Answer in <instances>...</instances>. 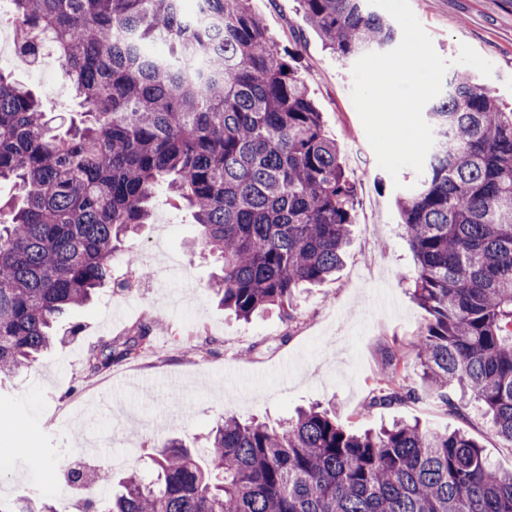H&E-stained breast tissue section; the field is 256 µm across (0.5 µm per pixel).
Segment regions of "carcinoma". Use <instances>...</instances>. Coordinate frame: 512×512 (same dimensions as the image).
<instances>
[{
    "label": "carcinoma",
    "mask_w": 512,
    "mask_h": 512,
    "mask_svg": "<svg viewBox=\"0 0 512 512\" xmlns=\"http://www.w3.org/2000/svg\"><path fill=\"white\" fill-rule=\"evenodd\" d=\"M341 59L395 45L399 24L369 0H299ZM15 49L58 57L81 111L59 131L40 98L0 70V376L35 363L61 319L112 281L150 223L155 191L193 212L221 262L209 285L247 320L274 306L294 319L300 289L333 276L354 224L355 186L304 79L248 0H10ZM434 144L400 200L428 319L391 357L370 404L424 393L458 413L477 404L512 444V110L469 72L452 74L425 112ZM139 325L88 358L98 374L151 341ZM207 460L179 438L129 472L93 512H512V471L461 431L396 422L354 434L318 406L271 427L233 416ZM39 497L0 512H55Z\"/></svg>",
    "instance_id": "cac0c4a2"
}]
</instances>
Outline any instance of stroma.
<instances>
[{
	"label": "stroma",
	"mask_w": 512,
	"mask_h": 512,
	"mask_svg": "<svg viewBox=\"0 0 512 512\" xmlns=\"http://www.w3.org/2000/svg\"><path fill=\"white\" fill-rule=\"evenodd\" d=\"M409 3L441 58L454 60L465 43L492 63V76L481 82L512 108V8L504 0ZM250 7L306 80L355 185V220L341 270L299 295L295 322L275 308L236 319L210 298L216 263L196 245L190 212L157 190L154 221L133 240L148 277L105 285L91 305L71 313L38 362L0 382V500L24 497L39 474L52 473L80 447L81 420L113 436L84 469L111 465L114 451L127 448L124 469L149 480L153 450L169 434L202 448L224 416L274 425L314 403L335 410L337 422L353 432L396 420L463 431L495 467L512 471V445L490 420L474 408L458 416L422 396L419 371L404 381L415 398L371 405L374 378L389 371L392 353L408 349L427 317L412 297L415 265L398 210L402 187L417 174L407 168L395 180L379 167L351 99L354 62L325 48L298 0H250ZM142 323L155 326L146 352L88 374L91 350ZM74 324L75 336L69 333Z\"/></svg>",
	"instance_id": "1"
}]
</instances>
